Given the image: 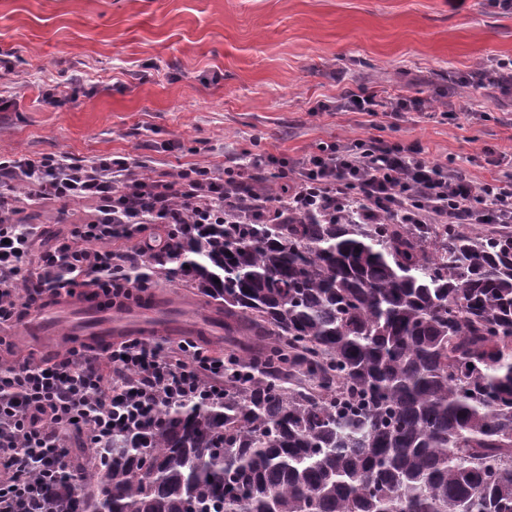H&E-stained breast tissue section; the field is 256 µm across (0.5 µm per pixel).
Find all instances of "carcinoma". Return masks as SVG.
Listing matches in <instances>:
<instances>
[{"label": "carcinoma", "mask_w": 512, "mask_h": 512, "mask_svg": "<svg viewBox=\"0 0 512 512\" xmlns=\"http://www.w3.org/2000/svg\"><path fill=\"white\" fill-rule=\"evenodd\" d=\"M224 398L88 443L45 512H512V226L206 224Z\"/></svg>", "instance_id": "cac0c4a2"}]
</instances>
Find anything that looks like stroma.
<instances>
[{
	"label": "stroma",
	"instance_id": "1",
	"mask_svg": "<svg viewBox=\"0 0 512 512\" xmlns=\"http://www.w3.org/2000/svg\"><path fill=\"white\" fill-rule=\"evenodd\" d=\"M0 155L73 159L123 153L159 170L210 165L242 152L295 159L318 143L379 134L364 115L339 112L343 87L381 96L416 94L432 116L401 123L385 139L420 143L471 177L494 174L490 156L512 155V100L460 89L458 119L436 95L449 73L512 57V10L492 0H0ZM81 71L92 93L53 109L44 82ZM162 298L191 339L224 353V313L195 289L159 275ZM43 335L11 327L12 362L64 357L86 329L63 309Z\"/></svg>",
	"mask_w": 512,
	"mask_h": 512
}]
</instances>
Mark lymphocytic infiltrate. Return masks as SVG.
Wrapping results in <instances>:
<instances>
[{"mask_svg":"<svg viewBox=\"0 0 512 512\" xmlns=\"http://www.w3.org/2000/svg\"><path fill=\"white\" fill-rule=\"evenodd\" d=\"M336 109L383 112L397 121L430 112L420 96L382 97L361 87L346 89ZM269 166L285 182L286 197L261 191L257 174ZM144 167L124 154L78 161L54 153L0 156V332L36 298L79 287L126 299L145 291L151 276L137 272L136 254L172 249L192 224H239L256 214L273 223L285 210L313 207L337 216L355 203L369 224L383 213L402 224H512L511 176L467 178L430 160L416 142L370 136L322 142L289 162L267 154L172 173ZM22 187L27 197L19 196ZM25 200L89 206L83 222L56 238L37 264L30 259L37 232L19 219ZM155 224L163 227L156 245L149 235ZM200 390L223 395L224 360L193 341L166 346L129 338L94 363L77 349L53 362H0V512H43L48 482L67 466L71 430L103 443L160 399Z\"/></svg>","mask_w":512,"mask_h":512,"instance_id":"f902f5d3","label":"lymphocytic infiltrate"}]
</instances>
